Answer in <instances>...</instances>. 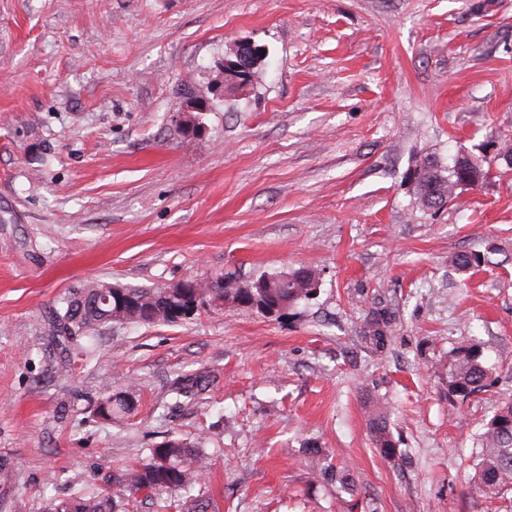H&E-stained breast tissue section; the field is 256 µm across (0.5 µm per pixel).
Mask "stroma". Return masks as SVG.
Listing matches in <instances>:
<instances>
[{
  "label": "stroma",
  "mask_w": 512,
  "mask_h": 512,
  "mask_svg": "<svg viewBox=\"0 0 512 512\" xmlns=\"http://www.w3.org/2000/svg\"><path fill=\"white\" fill-rule=\"evenodd\" d=\"M267 55L216 97L234 42ZM208 103L184 135L187 103ZM512 0H0V512L110 487L167 437L200 444L219 512H471L475 436L512 398ZM492 169L438 212L407 173ZM480 253V270L455 256ZM311 265L315 296L266 317L210 303L113 324L87 363L47 315L79 286L161 287ZM388 342L364 336L379 312ZM480 344L488 392L450 402L441 366ZM200 378L176 401L170 383ZM138 383L131 417L95 403ZM387 409L399 455L368 428ZM353 465L311 481L305 443Z\"/></svg>",
  "instance_id": "1"
}]
</instances>
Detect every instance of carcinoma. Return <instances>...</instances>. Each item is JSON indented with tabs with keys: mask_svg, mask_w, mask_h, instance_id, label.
Returning a JSON list of instances; mask_svg holds the SVG:
<instances>
[{
	"mask_svg": "<svg viewBox=\"0 0 512 512\" xmlns=\"http://www.w3.org/2000/svg\"><path fill=\"white\" fill-rule=\"evenodd\" d=\"M487 179L488 171L466 154L454 157L449 167L441 166L434 159H425L413 170L412 180L416 200L424 205V198L432 197L442 189L453 193L458 183L473 175ZM485 263V256L463 253L456 256V265L468 271ZM317 275L315 268L302 266L291 272L264 273L253 279L258 288H236V299L231 308L247 312H261V308L279 307L284 310L301 300L314 296L316 289L308 286L305 279ZM125 308L151 306L154 317L147 320L129 319V324L150 325L173 323L170 311L186 309L188 301L177 294H167L163 288L125 287L112 295V304H103L96 299L92 288L86 295L64 296L51 309L50 327L52 335L68 350L80 352L82 339L99 329L111 325L106 315L118 305ZM390 327V318L381 315L374 319L368 333L377 344L384 343ZM492 386L491 370L483 360L479 345L459 350L448 362V398L464 401ZM101 405L96 412L110 423L112 419L131 415L136 408V395L131 389L112 393L105 385L100 396ZM369 430L375 447L386 459L398 455L399 441L391 430L387 411L376 407L368 419ZM481 448L479 462L471 479V500L474 512H481L482 504L491 498H506L512 494V400L502 404L483 425L478 434ZM306 455L317 481L336 482L346 490L354 483L353 469L335 466L328 455L318 447L306 448ZM208 455L197 446L182 440L168 438L150 449L142 462L126 469L122 482L127 491L150 493L165 491L174 496L170 506L186 512H208L210 503L191 499L198 472L205 467ZM47 512H125L124 499L107 490L83 497L52 499Z\"/></svg>",
	"mask_w": 512,
	"mask_h": 512,
	"instance_id": "cac0c4a2",
	"label": "carcinoma"
}]
</instances>
